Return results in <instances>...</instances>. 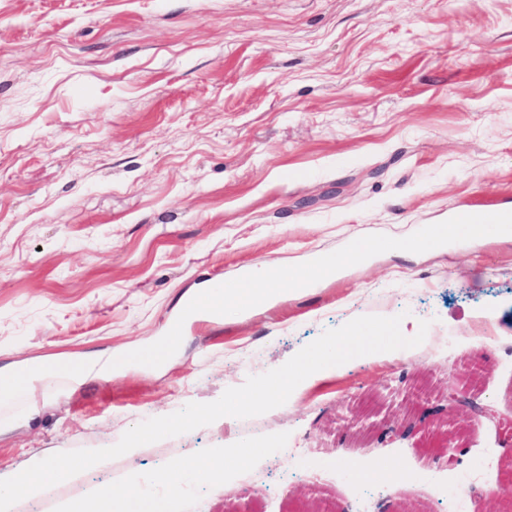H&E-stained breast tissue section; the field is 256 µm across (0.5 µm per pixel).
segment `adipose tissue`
Returning <instances> with one entry per match:
<instances>
[{
	"label": "adipose tissue",
	"instance_id": "adipose-tissue-1",
	"mask_svg": "<svg viewBox=\"0 0 512 512\" xmlns=\"http://www.w3.org/2000/svg\"><path fill=\"white\" fill-rule=\"evenodd\" d=\"M494 221V215L485 214L468 225L450 228L443 224L435 228L433 233L423 232L412 238L397 240L396 247L407 251L431 249L436 243H450L462 234L478 239L487 232L489 224ZM372 251L371 241L360 240L350 252L323 256L314 265L290 274L277 267L261 265L255 268L245 287L239 289L233 297L217 298L213 313L220 316L246 304H264L278 294L281 284H288L293 290L304 288L307 282L333 276L343 266L371 254ZM261 461L258 453L244 450L219 449L208 453H191L185 457L182 464L159 471L157 479L174 487L180 478L200 470L210 476L221 475L229 480L235 477L238 470L259 465ZM138 486V477L131 474L125 480L121 496L115 497L101 490L92 489L81 499L59 501L54 512H169L163 499L143 494Z\"/></svg>",
	"mask_w": 512,
	"mask_h": 512
}]
</instances>
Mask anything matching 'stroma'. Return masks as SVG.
<instances>
[{"label": "stroma", "instance_id": "obj_1", "mask_svg": "<svg viewBox=\"0 0 512 512\" xmlns=\"http://www.w3.org/2000/svg\"><path fill=\"white\" fill-rule=\"evenodd\" d=\"M512 211V0H0V377L97 356L112 375L0 399V475L116 444L210 403L363 315L428 321L424 342L353 359L292 404L149 444L19 502L50 512L89 485L187 451L241 448L253 481L192 476L172 512L498 508L512 453V236L361 258L223 317L180 315L206 285L268 262L301 270L363 237L452 213ZM180 322L182 342L137 354ZM482 367L502 423L444 457L390 431ZM373 416L368 436L347 421ZM376 471H369V464Z\"/></svg>", "mask_w": 512, "mask_h": 512}]
</instances>
